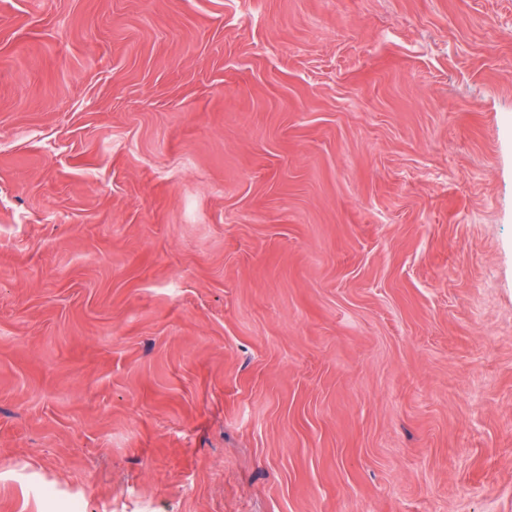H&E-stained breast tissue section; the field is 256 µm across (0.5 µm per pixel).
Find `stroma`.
<instances>
[{"label": "stroma", "mask_w": 512, "mask_h": 512, "mask_svg": "<svg viewBox=\"0 0 512 512\" xmlns=\"http://www.w3.org/2000/svg\"><path fill=\"white\" fill-rule=\"evenodd\" d=\"M0 512H512V0H0Z\"/></svg>", "instance_id": "1"}]
</instances>
